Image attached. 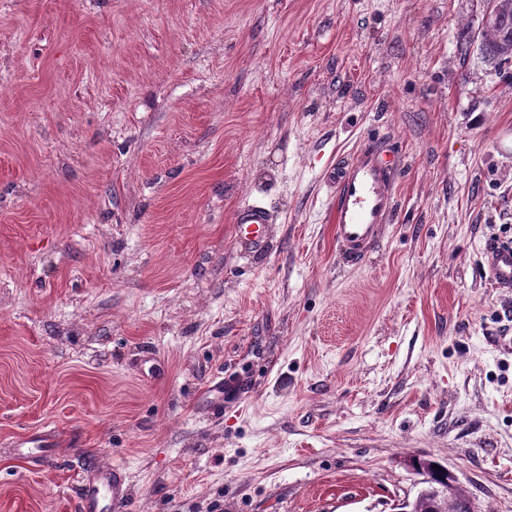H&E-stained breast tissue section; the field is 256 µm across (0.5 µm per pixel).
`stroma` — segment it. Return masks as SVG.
Segmentation results:
<instances>
[{"instance_id": "stroma-1", "label": "stroma", "mask_w": 512, "mask_h": 512, "mask_svg": "<svg viewBox=\"0 0 512 512\" xmlns=\"http://www.w3.org/2000/svg\"><path fill=\"white\" fill-rule=\"evenodd\" d=\"M485 9L0 0V512H76L89 457L127 512H397L415 457L512 512V290L481 263L512 241V73L460 43ZM375 141L397 212L348 265L326 175ZM233 223L235 243L241 255L254 258L267 253L273 227L264 206L249 203L239 207ZM55 442L50 434L36 431L26 434L13 445L18 455L31 464H41L50 459L55 451Z\"/></svg>"}]
</instances>
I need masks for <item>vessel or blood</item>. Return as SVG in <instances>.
I'll list each match as a JSON object with an SVG mask.
<instances>
[{
  "label": "vessel or blood",
  "instance_id": "obj_1",
  "mask_svg": "<svg viewBox=\"0 0 512 512\" xmlns=\"http://www.w3.org/2000/svg\"><path fill=\"white\" fill-rule=\"evenodd\" d=\"M400 161L396 147L371 143L334 170L335 195L330 210L336 224V244L345 263H364L379 248L396 206ZM233 232L241 255H265L273 232L265 207L257 203L239 207L234 213ZM482 253L491 282L499 288H512V242L488 241ZM15 448L27 462L37 465L53 456L55 442L47 432L36 431L26 434ZM80 482L79 512H124L129 487L121 467L97 460L83 464Z\"/></svg>",
  "mask_w": 512,
  "mask_h": 512
}]
</instances>
